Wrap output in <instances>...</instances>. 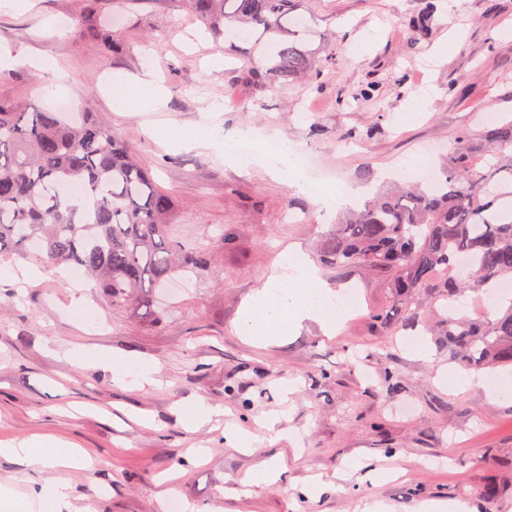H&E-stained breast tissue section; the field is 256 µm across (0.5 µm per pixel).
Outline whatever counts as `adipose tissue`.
Instances as JSON below:
<instances>
[{
	"mask_svg": "<svg viewBox=\"0 0 512 512\" xmlns=\"http://www.w3.org/2000/svg\"><path fill=\"white\" fill-rule=\"evenodd\" d=\"M166 104L165 91L152 68H145L140 75L131 78L118 77L112 84V108L115 111L158 110ZM154 135L179 146L194 143L212 149L216 155L224 153L219 110L215 107L202 112L192 126L177 130L158 129ZM296 150L294 143L284 142L281 153L268 163V173L284 181L296 194L314 197L321 210L331 212L349 204L353 196L349 188L314 195L309 178L295 164ZM283 257L288 264V275L270 277L247 303L241 316V335L257 346L265 347L283 340L290 325L307 319L320 322L331 332L341 322L340 315L330 308L335 293L326 287L317 268L295 249L284 252ZM4 454L32 465L52 463L85 469L96 465L91 456L51 438L23 442L6 448Z\"/></svg>",
	"mask_w": 512,
	"mask_h": 512,
	"instance_id": "adipose-tissue-1",
	"label": "adipose tissue"
}]
</instances>
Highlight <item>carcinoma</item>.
I'll use <instances>...</instances> for the list:
<instances>
[{
	"label": "carcinoma",
	"mask_w": 512,
	"mask_h": 512,
	"mask_svg": "<svg viewBox=\"0 0 512 512\" xmlns=\"http://www.w3.org/2000/svg\"><path fill=\"white\" fill-rule=\"evenodd\" d=\"M212 39L224 23L238 25L244 78L259 94L288 81L312 85L325 63L313 64L297 43L306 29L299 0H188ZM438 0H420L406 27L414 41L433 32ZM82 187L75 206L59 189ZM175 197L156 188L131 147L94 112H48L34 103L0 99V255H33L55 267L78 269L103 290L112 307L165 314L154 297L177 276L203 279L211 250L169 223ZM339 269L367 266L396 302V315L375 316L390 330L429 316L451 358L467 370L512 365V299L492 319L448 315V300L482 294L512 280V116L457 137L436 180L381 190L358 210L341 213L322 252Z\"/></svg>",
	"instance_id": "carcinoma-1"
}]
</instances>
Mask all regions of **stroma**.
Masks as SVG:
<instances>
[{
  "mask_svg": "<svg viewBox=\"0 0 512 512\" xmlns=\"http://www.w3.org/2000/svg\"><path fill=\"white\" fill-rule=\"evenodd\" d=\"M33 3L25 14L0 8V48L53 53L70 74L67 99L92 102L155 185L174 195L173 223L205 245L216 227L233 230L236 245L215 251L213 274L178 292L160 325L143 309L108 306L93 282L67 287L53 267L28 283L0 280V443L51 435L99 460L86 471L0 456V485L15 501L62 481L64 512H164L166 485L194 512H364L372 503L415 512L423 501L453 500L469 512H512V399L480 373L457 390L448 377L464 370L431 337L425 359L406 330L377 327L373 314L396 307L378 275L320 264L334 216L262 160L242 168L153 135L192 125L227 99L234 108L220 114L225 134L277 130L367 196L427 149L447 153L461 129L479 130L483 109L512 113V0H453L418 43L405 27L418 0H302L311 58L324 59L334 44L342 55L319 88L263 96L243 80L246 62L204 34L185 0ZM50 17L69 22L67 41L43 29ZM103 26L120 31L116 49L104 48ZM215 55L223 68L210 66ZM149 64L167 108L113 111L108 82ZM373 80L378 95L359 97ZM50 82L26 66L8 69L0 98L53 111L57 97L41 92ZM413 102L408 123L403 111ZM369 128L371 138L337 147L339 136ZM290 247L318 265L328 288H357L358 304L336 332L306 320L282 343L252 346L237 331L241 312ZM120 352L153 363L154 383L115 384L98 357ZM197 402L214 414L191 425L184 409ZM242 435L255 437L253 448L235 447ZM270 466L280 467L278 479L248 484L252 471Z\"/></svg>",
  "mask_w": 512,
  "mask_h": 512,
  "instance_id": "1",
  "label": "stroma"
}]
</instances>
